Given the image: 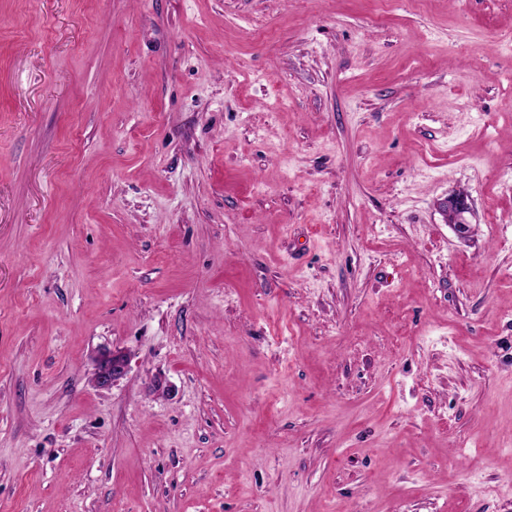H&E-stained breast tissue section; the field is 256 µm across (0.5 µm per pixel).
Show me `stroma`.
<instances>
[{
	"mask_svg": "<svg viewBox=\"0 0 512 512\" xmlns=\"http://www.w3.org/2000/svg\"><path fill=\"white\" fill-rule=\"evenodd\" d=\"M509 38L0 0V512H512ZM467 200L466 195L459 193L448 197L441 207L446 223L452 225L457 235L462 238L472 233V224L465 216L470 213ZM127 372V359L115 350H105L96 359L93 384L98 388H108Z\"/></svg>",
	"mask_w": 512,
	"mask_h": 512,
	"instance_id": "35a3bbf8",
	"label": "stroma"
}]
</instances>
